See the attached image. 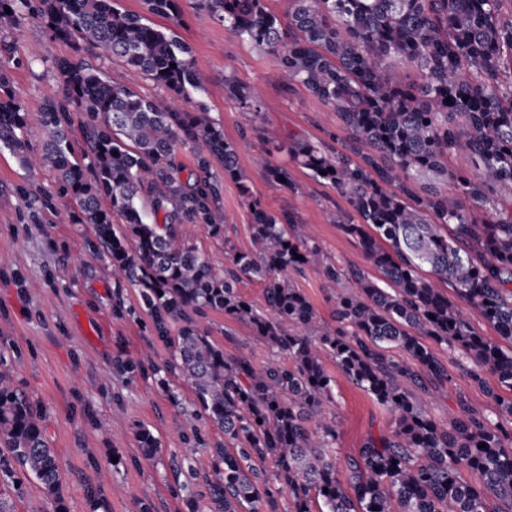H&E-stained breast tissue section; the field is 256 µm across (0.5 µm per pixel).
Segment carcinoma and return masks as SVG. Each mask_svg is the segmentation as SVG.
<instances>
[{"mask_svg": "<svg viewBox=\"0 0 512 512\" xmlns=\"http://www.w3.org/2000/svg\"><path fill=\"white\" fill-rule=\"evenodd\" d=\"M198 5L234 37L267 50L279 82L305 87L337 112L343 151L332 156L296 139L289 160L346 200L332 221L358 239L381 279L329 261L291 215L263 209L244 183L251 248L230 249L228 267L216 270L191 233L200 226L224 240L212 169L217 163L224 177L241 179L236 145L205 107L175 110L93 65L56 59L60 91L41 106V151L29 149V113L6 64L16 54L7 34L31 8L57 38L122 62L172 96L187 99L204 80L173 30L118 0H0V147L25 167L56 171L62 202L43 197L41 204L92 226L89 253L107 258L121 277L112 313H127L126 281L154 337L172 348L163 366L145 353L117 358L115 368L163 386L183 416L185 443L210 448L205 512H278L285 494L288 512H314L315 502L319 512H512V347L479 335L438 288L451 285L512 344V0H288L285 21L267 0ZM144 7L181 21L180 0H144ZM224 92L244 114L259 111L229 76ZM76 112L79 158L69 138ZM186 147L196 170L183 181L177 155ZM450 153L467 155L471 172H448ZM264 176L290 185L284 166L268 165ZM425 178L450 190L422 194ZM303 267L334 294L336 327L323 326L288 277ZM244 279L262 284L261 306L239 293ZM211 311L248 324L288 364L258 368L247 353L224 354L204 324ZM425 336L463 351L476 383L497 380L496 420L470 414L449 427L428 411L418 393L450 376ZM391 348L405 358L394 359ZM328 360L395 414L392 435L367 436L342 461L336 424L324 414L335 384ZM181 387L196 408L183 406ZM201 420L220 440L202 438ZM135 436L144 456L157 454L151 429L141 426ZM29 476L55 512H68L44 409L0 354V484Z\"/></svg>", "mask_w": 512, "mask_h": 512, "instance_id": "cac0c4a2", "label": "carcinoma"}]
</instances>
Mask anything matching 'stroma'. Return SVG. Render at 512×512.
Instances as JSON below:
<instances>
[{"mask_svg": "<svg viewBox=\"0 0 512 512\" xmlns=\"http://www.w3.org/2000/svg\"><path fill=\"white\" fill-rule=\"evenodd\" d=\"M181 8L175 32L191 47L205 82L191 99L172 100V107H206L225 139L236 144L239 171L253 197L271 213H288L296 222L311 225L332 262L377 279L379 273L357 239L330 220L331 214L345 208V200L308 170L288 162L291 133L321 143L331 153L340 148L336 112L306 88L276 81L273 56L230 35L223 23L198 8L197 0H181ZM10 38L19 57L10 68L12 85L29 111V141L37 148L43 140L40 107L59 86L54 60L67 56L88 61L92 55L87 50L74 52L34 15L26 16ZM228 76L257 98L260 110L253 122H245L237 104L225 96ZM268 164L287 166L290 185L268 181L263 175ZM23 187L40 196L55 194V174L48 168L27 170L9 150L0 148V256L9 257L8 264H0V351L13 361L18 381L46 413L65 476L69 512H139L143 502L152 503L154 512H192L172 492L180 479L173 463L192 454L198 474L207 475L209 450L185 443L177 407L166 390L154 380L129 377L113 366L117 356L134 357L148 346L154 362L164 364L170 345L152 339L136 288L128 285L123 290L128 315L113 316L116 276L108 260L87 258L91 227L58 221L51 210L28 204L19 193ZM222 187L223 241L202 230L194 237L197 248L219 267L225 249H249L252 222L238 184L226 180ZM291 279L309 296L323 322L334 325V299L319 275L305 267L292 272ZM207 321L225 354L251 353L259 367L273 359V351L256 341L248 325L217 312L209 313ZM433 350L451 379L429 384L425 399L432 415L447 425L469 411L496 418L490 396L498 387L496 380L477 384L462 351L438 344ZM326 369L336 381L329 410L342 455L354 454L368 435L392 433L395 416L387 407L356 386L334 362H327ZM140 425L149 427L161 442L156 459H145L137 446L134 432ZM91 483L99 489L94 500L87 495Z\"/></svg>", "mask_w": 512, "mask_h": 512, "instance_id": "35a3bbf8", "label": "stroma"}]
</instances>
